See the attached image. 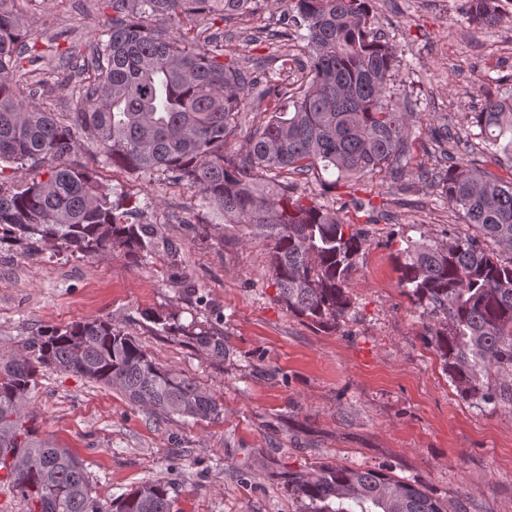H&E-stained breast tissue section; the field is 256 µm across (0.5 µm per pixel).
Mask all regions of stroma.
I'll list each match as a JSON object with an SVG mask.
<instances>
[{
	"mask_svg": "<svg viewBox=\"0 0 512 512\" xmlns=\"http://www.w3.org/2000/svg\"><path fill=\"white\" fill-rule=\"evenodd\" d=\"M16 6L28 43L41 49L59 30L87 44L112 22L107 0ZM371 7L374 31L406 64L396 89L413 112L417 162L438 168L435 129L467 131L483 100L480 85L512 71V0H504L498 26L479 32L465 23L461 0H372ZM291 9L290 0H258L243 16L217 22L203 14L193 27L216 36L225 58L288 92L306 76V40L277 35ZM69 161L87 167L114 198L149 201L143 220L177 252L136 261L117 248L79 258L49 247L27 259L23 244H1L0 354L21 352L40 327L109 319L224 408L215 420H162L119 391L43 371L29 396L36 438L79 457L102 502L158 480L168 486L174 512H300L289 476L338 465L423 487L450 512H512V408L460 395L399 284L403 239L470 232L439 188L419 181L405 192L399 181L373 177L329 190L319 171L278 173L304 204L342 219L355 216L346 205L352 197L382 208L356 259L350 312L319 330L278 302L267 241L242 239L200 193L160 174L105 165L83 147ZM197 224L208 232H194ZM184 275L203 305L179 292L176 280ZM153 313L214 326L224 336L223 356L163 332L150 322Z\"/></svg>",
	"mask_w": 512,
	"mask_h": 512,
	"instance_id": "obj_1",
	"label": "stroma"
}]
</instances>
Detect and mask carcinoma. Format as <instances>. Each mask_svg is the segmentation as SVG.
Returning <instances> with one entry per match:
<instances>
[{
    "label": "carcinoma",
    "instance_id": "carcinoma-1",
    "mask_svg": "<svg viewBox=\"0 0 512 512\" xmlns=\"http://www.w3.org/2000/svg\"><path fill=\"white\" fill-rule=\"evenodd\" d=\"M112 25L82 53L49 46L58 65L78 60L79 102L60 118L20 83L18 72L46 57L24 42L15 0H0V164L44 168L9 193L0 192V244L23 241L26 254L63 247L102 257L119 248L138 260L166 249L153 224L128 215L112 190L67 163L82 142L102 163L132 173L168 176L198 190L224 212V223L270 246L278 299L314 327L329 329L351 308L349 280L367 246L364 231L320 207L294 187L259 178L282 169L322 170L327 186L384 174L410 185L429 173L412 168L417 138L411 112L395 92L401 60L373 31L370 0H293L285 25L307 30L305 79L281 102L276 85L270 116L229 152L237 115L259 80L224 63L213 39L177 35L195 14L221 20L249 12L254 0H109ZM502 0H464L463 17L481 28L500 19ZM471 126L484 149L512 154V95L486 90ZM441 197L463 214L473 234L435 242L419 234L398 249L399 284L430 328L443 369L458 392L485 404L512 406V178L454 162L438 176ZM192 341L224 356L218 334L200 329ZM58 369L119 390L158 417L214 420L222 408L194 380L156 363L129 333L94 319L40 330L24 351L0 356V470L28 512H173L166 485L146 482L109 503L93 495L89 475L67 448L35 439L27 399L40 372ZM302 512H447L425 490L373 470L322 466L288 477Z\"/></svg>",
    "mask_w": 512,
    "mask_h": 512
}]
</instances>
